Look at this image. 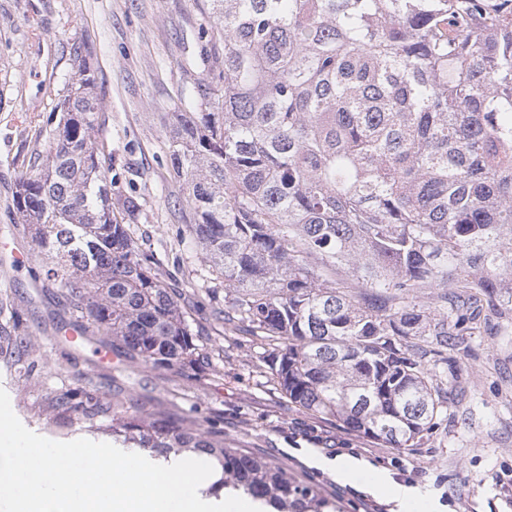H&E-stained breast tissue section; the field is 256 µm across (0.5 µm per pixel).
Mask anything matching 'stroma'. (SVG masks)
<instances>
[{"label": "stroma", "mask_w": 512, "mask_h": 512, "mask_svg": "<svg viewBox=\"0 0 512 512\" xmlns=\"http://www.w3.org/2000/svg\"><path fill=\"white\" fill-rule=\"evenodd\" d=\"M202 0H0V334L34 332L15 365L0 354V388L29 430L56 441L85 437L47 408L57 393L95 384L132 395L226 443L249 449L337 500L343 512H399L374 488L377 477L417 489L409 512H512V320L492 322L449 353L436 372L450 394L436 427L414 448H390L291 403L270 379L264 350L247 327L222 339L215 370L191 375L144 365L85 334L74 319L13 207L21 175L39 162L38 133L58 123L75 79L73 42H85L100 102L95 135L112 194L133 198L127 226L208 343L224 291L190 244L192 214L174 174L168 137L180 93L206 80L215 52L202 29ZM359 468L344 477L320 459Z\"/></svg>", "instance_id": "1"}]
</instances>
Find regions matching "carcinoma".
I'll list each match as a JSON object with an SVG mask.
<instances>
[{"label": "carcinoma", "instance_id": "1", "mask_svg": "<svg viewBox=\"0 0 512 512\" xmlns=\"http://www.w3.org/2000/svg\"><path fill=\"white\" fill-rule=\"evenodd\" d=\"M221 50L172 113L189 236L224 284L216 320L272 342L288 399L392 448L445 404L433 354L472 335L474 295L512 312V0H204ZM76 82L13 203L81 327L154 369L201 367L195 332L123 220L92 139L96 77ZM51 412L125 448L205 454L269 512H341L307 483L181 420L99 389Z\"/></svg>", "mask_w": 512, "mask_h": 512}]
</instances>
